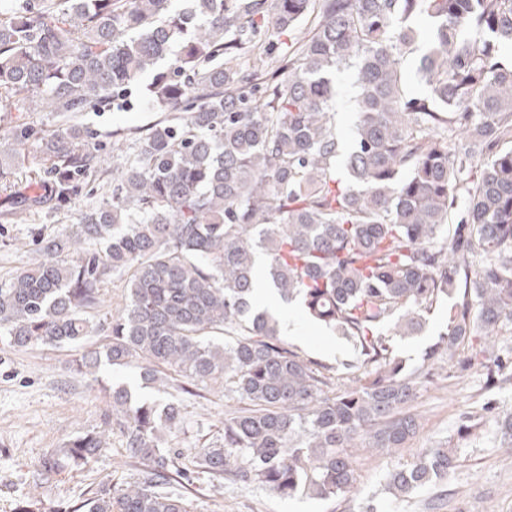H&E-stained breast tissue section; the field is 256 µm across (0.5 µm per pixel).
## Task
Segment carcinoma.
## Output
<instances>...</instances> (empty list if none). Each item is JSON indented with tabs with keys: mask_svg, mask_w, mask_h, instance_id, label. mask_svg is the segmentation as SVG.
Listing matches in <instances>:
<instances>
[{
	"mask_svg": "<svg viewBox=\"0 0 512 512\" xmlns=\"http://www.w3.org/2000/svg\"><path fill=\"white\" fill-rule=\"evenodd\" d=\"M433 28L420 57L425 93L402 68L411 20ZM512 0H9L0 8V125L39 162L0 154V192L15 208L61 205L89 182L112 193L44 260L0 284V335L17 348L81 347L78 369L137 364L164 386H224L248 403L190 461L167 439L181 400L161 408L109 392L128 485L104 484L76 505L18 501L15 512H190L182 489L205 474L278 494L330 499L355 490V449L390 455L419 429L409 406L433 377L411 371L397 342L444 309L430 351L487 385L512 368ZM353 70V141L336 135V74ZM147 81L165 117L116 130L128 142L112 171L87 147L78 118L121 107ZM48 110L46 135L29 113ZM285 303L341 336L336 365L285 346L278 317L253 306L257 253ZM129 273L127 301L95 319L111 276ZM224 335V342L212 340ZM106 445L89 432L42 457L50 483ZM455 450L425 448L388 472L395 500L457 466Z\"/></svg>",
	"mask_w": 512,
	"mask_h": 512,
	"instance_id": "obj_1",
	"label": "carcinoma"
}]
</instances>
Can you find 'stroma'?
<instances>
[{"label": "stroma", "mask_w": 512, "mask_h": 512, "mask_svg": "<svg viewBox=\"0 0 512 512\" xmlns=\"http://www.w3.org/2000/svg\"><path fill=\"white\" fill-rule=\"evenodd\" d=\"M135 105L107 112L89 113L82 122L92 136L90 148L111 158L110 134L116 129L141 128L156 120L155 112L140 101L143 85L131 89ZM97 192L85 191L65 208L22 213L14 220L0 221V283L9 281L24 267L41 261L36 239L69 232L82 211L95 203ZM301 335L289 342L306 354L328 363L351 358L348 347H336L334 335L323 332L305 315H298ZM443 329L442 311L427 318L422 335L399 341L398 351L407 367L431 359L434 377L423 385L411 406L420 423L408 448L389 458L361 450L356 454L358 492L355 498L321 500L303 496L282 497L269 489L224 481L213 485L199 476L186 495L192 512H360V503L376 498L382 512H512V445L503 444L498 421L512 415V380L501 388L486 390L479 371H463L447 355L428 357ZM78 351L39 346L14 348L0 341V512H13L18 500L37 496L52 503H74L91 490L110 482L122 485L137 475L123 451L116 428V414L106 387L130 385L134 395L165 404L167 393L143 384L137 368L115 369L101 364L96 377L77 373ZM186 423L172 434L175 447L190 456L203 439L224 426L228 400L220 386L180 393ZM479 418L481 426L469 436L457 433L462 416ZM108 430L109 443L87 467L65 468L52 483L36 486L30 476L34 463L77 435ZM439 444L454 447L459 459L442 489L423 488L403 501L392 500L385 491L388 472L413 461L418 449Z\"/></svg>", "instance_id": "1"}]
</instances>
